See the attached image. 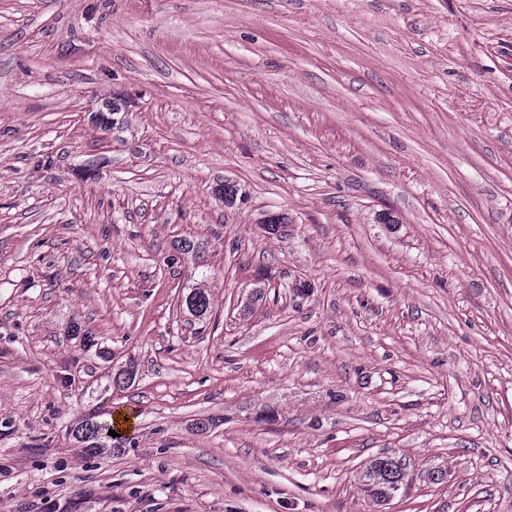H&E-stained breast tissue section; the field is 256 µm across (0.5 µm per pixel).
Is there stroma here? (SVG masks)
<instances>
[{
    "mask_svg": "<svg viewBox=\"0 0 512 512\" xmlns=\"http://www.w3.org/2000/svg\"><path fill=\"white\" fill-rule=\"evenodd\" d=\"M0 512H512V0H0ZM184 297L183 305L188 314L194 318H201L209 313L211 308L210 298L205 289L192 286ZM104 413L95 412L88 415L74 427V437L82 443H87L85 448H120L123 443L121 433L115 428L112 419L101 418ZM109 430H114L120 437L108 435ZM369 491L376 498L387 499L401 489L406 473L400 461L385 456L374 460L364 473Z\"/></svg>",
    "mask_w": 512,
    "mask_h": 512,
    "instance_id": "35a3bbf8",
    "label": "stroma"
}]
</instances>
